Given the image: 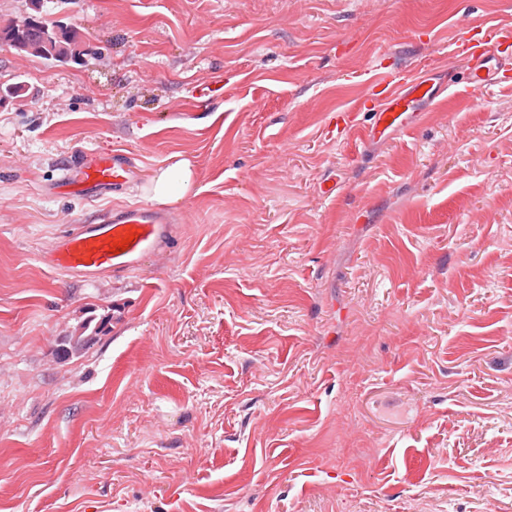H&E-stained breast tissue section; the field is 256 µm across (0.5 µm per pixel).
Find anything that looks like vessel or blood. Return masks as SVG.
I'll list each match as a JSON object with an SVG mask.
<instances>
[{"label":"vessel or blood","instance_id":"vessel-or-blood-1","mask_svg":"<svg viewBox=\"0 0 512 512\" xmlns=\"http://www.w3.org/2000/svg\"><path fill=\"white\" fill-rule=\"evenodd\" d=\"M454 52L466 56L469 75L463 87L473 102L482 100L495 81L497 71L512 68V54L499 51L497 27L474 22L464 16ZM430 81L397 80L391 73H378L365 88L362 100L372 103V123L361 126L352 116H344L345 133L356 134L365 141L372 136L404 126L420 100L433 97ZM134 177L131 164L118 154L94 153L67 167L59 179L63 187H85L97 193L120 188ZM170 217L162 209L148 203L112 208L90 224L76 225L46 256L48 266L71 274L101 271H128L138 267L142 259L158 251L170 231ZM128 240L120 253H113L114 241Z\"/></svg>","mask_w":512,"mask_h":512}]
</instances>
